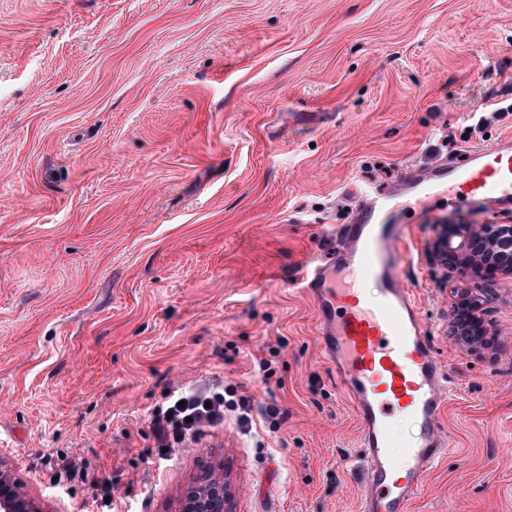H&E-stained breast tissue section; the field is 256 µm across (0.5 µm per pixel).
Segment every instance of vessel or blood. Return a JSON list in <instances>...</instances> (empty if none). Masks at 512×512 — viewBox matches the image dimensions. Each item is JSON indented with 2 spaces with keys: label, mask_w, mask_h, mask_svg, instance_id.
Instances as JSON below:
<instances>
[{
  "label": "vessel or blood",
  "mask_w": 512,
  "mask_h": 512,
  "mask_svg": "<svg viewBox=\"0 0 512 512\" xmlns=\"http://www.w3.org/2000/svg\"><path fill=\"white\" fill-rule=\"evenodd\" d=\"M446 195L473 211L512 207V139L469 147L462 160L408 168L386 193L361 192L332 257L310 260L298 283L315 315L321 353L360 427L358 512H410L431 470L448 454L441 412L450 376L404 268L405 202ZM378 284L371 295L370 284ZM420 433L402 439L398 417Z\"/></svg>",
  "instance_id": "b4317fda"
}]
</instances>
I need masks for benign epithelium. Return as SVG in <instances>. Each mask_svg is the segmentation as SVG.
<instances>
[{
	"mask_svg": "<svg viewBox=\"0 0 512 512\" xmlns=\"http://www.w3.org/2000/svg\"><path fill=\"white\" fill-rule=\"evenodd\" d=\"M436 254L455 265L470 258L459 257L465 249L478 257L490 255L497 274L504 279H512V224H452L448 237L435 243ZM492 332L486 319L483 302L476 298L470 306L454 308L448 322V337L460 347H472L482 337ZM224 481L215 477L205 497L194 505V512H224ZM0 512H41L34 500L22 496L17 485L5 473H0Z\"/></svg>",
	"mask_w": 512,
	"mask_h": 512,
	"instance_id": "1",
	"label": "benign epithelium"
}]
</instances>
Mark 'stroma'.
<instances>
[{
	"label": "stroma",
	"instance_id": "obj_1",
	"mask_svg": "<svg viewBox=\"0 0 512 512\" xmlns=\"http://www.w3.org/2000/svg\"><path fill=\"white\" fill-rule=\"evenodd\" d=\"M512 0H0V464L42 512H356L359 427L296 277L356 193L512 135ZM430 201L406 276L455 391L412 512H512V281L448 338ZM252 406L156 460L167 392ZM280 410L279 424L263 416ZM456 300L448 322V337L454 345L470 348L478 344L483 336H488L495 330H492L491 324L485 318L484 303L479 298H474L470 306L464 308H458L459 299ZM205 497L194 505V512H223L224 511V481L214 477Z\"/></svg>",
	"mask_w": 512,
	"mask_h": 512
}]
</instances>
